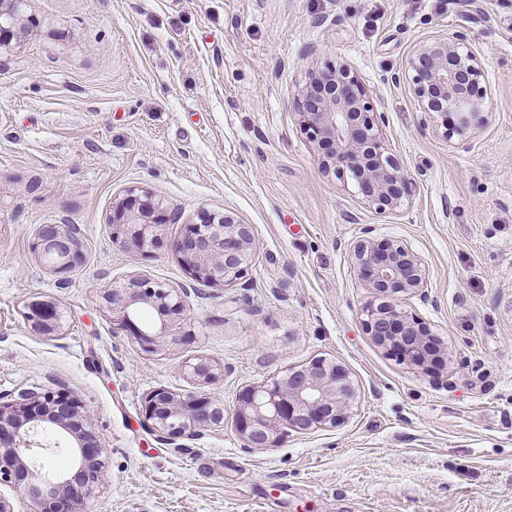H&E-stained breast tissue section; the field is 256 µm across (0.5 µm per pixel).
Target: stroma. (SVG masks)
I'll return each mask as SVG.
<instances>
[{"instance_id":"stroma-1","label":"stroma","mask_w":512,"mask_h":512,"mask_svg":"<svg viewBox=\"0 0 512 512\" xmlns=\"http://www.w3.org/2000/svg\"><path fill=\"white\" fill-rule=\"evenodd\" d=\"M0 71V403L66 387L105 450L80 512H512V0H26ZM468 28L490 90L470 150L421 130L414 45ZM349 63L386 112L411 178L391 215L323 173L294 100L310 68ZM177 207L149 252L113 244L129 190ZM251 224L247 275L192 281L172 244L200 211ZM77 224L67 275L31 248ZM371 228L423 259L427 298L402 304L448 346L432 372L365 333L369 288L350 246ZM146 276L189 289L153 351L112 320L104 292ZM55 303L50 332L25 317ZM326 358L356 386L336 426L245 448L239 392ZM204 358L223 380L186 370ZM224 403L223 427L166 441L142 414L153 388Z\"/></svg>"}]
</instances>
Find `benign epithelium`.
<instances>
[{"mask_svg":"<svg viewBox=\"0 0 512 512\" xmlns=\"http://www.w3.org/2000/svg\"><path fill=\"white\" fill-rule=\"evenodd\" d=\"M24 0H0V50L16 33ZM395 84L409 86L422 114L420 128L433 124L455 149L467 150L477 131L487 122L488 84L481 53L470 32L457 29L431 35L417 43L401 69L391 75ZM295 109L300 130L319 151L321 168L339 179L350 178L362 200L380 215L403 206L410 195L411 179L382 137L386 115L378 110L357 72L346 62H327L307 72ZM178 217L154 195L130 193L112 210V241L142 251L155 241L156 228ZM81 228L77 224L38 225L32 249L55 258L54 271L67 274L80 258ZM174 250L189 278L213 286L244 278L255 250L252 226L227 212L203 211L198 221L185 225ZM357 275L370 289L372 299L362 309V326L388 352L430 370L444 343L432 341L430 329L400 305L404 296L424 294L427 269L421 257L399 240L372 236L364 229L351 250ZM187 294L133 278L103 295L143 348L151 349L166 324L184 315ZM156 312L160 327L138 324V312ZM32 327L48 332L58 319L57 306L38 300L28 306ZM191 374L205 384L219 375L213 365L199 359L189 365ZM356 395L348 371L316 359L259 385L241 391L235 411L236 431L248 448H274L291 431L307 433L334 427L344 420ZM145 420L166 439L192 438L203 429L224 426V404L217 399L178 393L166 387L151 390L144 400ZM67 440L65 451L73 473H42L40 454L51 450L45 434ZM104 448L92 433L83 407L71 393L27 390L19 401L0 405V484L24 487L34 500L33 512H77L93 484L105 479Z\"/></svg>","mask_w":512,"mask_h":512,"instance_id":"7a95c632","label":"benign epithelium"}]
</instances>
